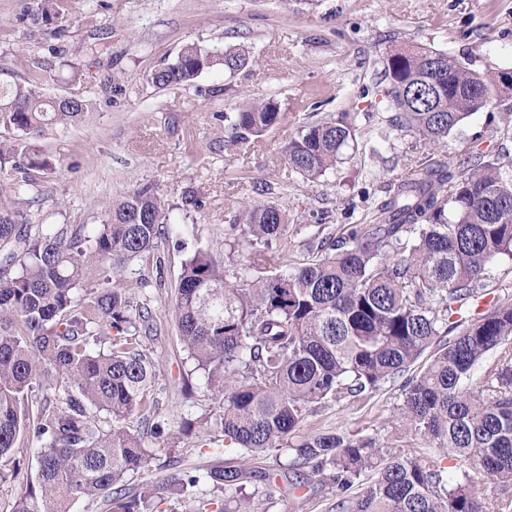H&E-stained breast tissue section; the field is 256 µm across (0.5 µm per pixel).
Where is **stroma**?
I'll return each mask as SVG.
<instances>
[{
	"label": "stroma",
	"instance_id": "obj_1",
	"mask_svg": "<svg viewBox=\"0 0 512 512\" xmlns=\"http://www.w3.org/2000/svg\"><path fill=\"white\" fill-rule=\"evenodd\" d=\"M66 28L62 57L54 39L29 35L17 20L20 0H0V86L40 77L51 97L91 100L74 125L49 128L34 145L55 162L28 193L30 224L102 223L109 204L150 185L171 204L186 191L205 196V213L175 212L176 229L161 241L158 262L135 261L122 271L135 303L145 304L151 330L145 345L157 370L147 415L127 428L151 448L148 465L128 472L127 489L158 481L169 461L198 471L242 457L206 420L220 410L179 339L173 312L182 262L196 248L224 265L245 260L225 214L241 200L278 203L292 230L275 251L282 264L305 262L306 242L318 230L341 236L369 221L383 185L417 162L458 161L464 154L512 162V102L472 114L436 145L419 142L390 123L383 58L413 44L492 73L512 68V0H61ZM189 44L221 52L247 47L253 62L234 76L203 73L189 86L165 89L148 74ZM274 98L284 119L248 147L224 143L229 118L243 97ZM348 117L356 145L334 169L310 180L288 169L281 145L312 121ZM399 382L364 397L326 403L309 414L306 433H360L411 455L442 457L399 418ZM159 424L176 441L159 442L147 427ZM271 477L269 512H328L330 491L292 489V473L278 458L257 460Z\"/></svg>",
	"mask_w": 512,
	"mask_h": 512
}]
</instances>
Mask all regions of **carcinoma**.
Instances as JSON below:
<instances>
[{
	"mask_svg": "<svg viewBox=\"0 0 512 512\" xmlns=\"http://www.w3.org/2000/svg\"><path fill=\"white\" fill-rule=\"evenodd\" d=\"M60 15L58 0H23L19 21L60 37ZM251 62L244 48L215 54L190 44L148 81L161 89L189 85L204 72L233 75ZM383 63L390 122L426 143L512 94L511 70L479 73L428 48L394 50ZM39 83L0 90V127L17 134L0 140V169L11 165L25 189L35 184L33 172L54 169L32 141L91 111L81 98L44 96ZM281 121L274 99L246 100L229 138L248 144ZM356 133L345 118L308 123L282 154L292 170L316 179ZM387 193L379 223L312 241L316 256L285 268L271 249L288 237L285 211L238 202L229 229L251 251L231 268L202 248L182 263L174 301L180 341L219 399L214 426L224 440L246 461L286 456L308 486L331 489L335 512H512V298L461 319L484 295L495 260L512 256V171L479 156L456 166L427 161ZM25 206L23 197L0 203V482L17 476L11 454L27 435L39 444L38 466L13 512H70L80 497L102 500L108 512H157L164 495L186 493L199 476L176 470L134 493L121 485L151 459L123 423L150 409L155 367L141 340L148 309L112 276L154 258L174 229L172 207L152 188L135 187L109 205L92 233L53 224L32 233ZM205 208L194 192L178 205ZM390 248L398 254L389 256ZM489 355L494 367L471 381ZM423 356L402 384L404 428L483 473L499 496L476 491L462 466L448 471L371 436L300 433L316 406L370 395ZM37 390L53 395L32 414ZM102 414L112 420L108 429ZM206 477L213 499L197 512H267L262 472L216 463Z\"/></svg>",
	"mask_w": 512,
	"mask_h": 512,
	"instance_id": "1",
	"label": "carcinoma"
}]
</instances>
